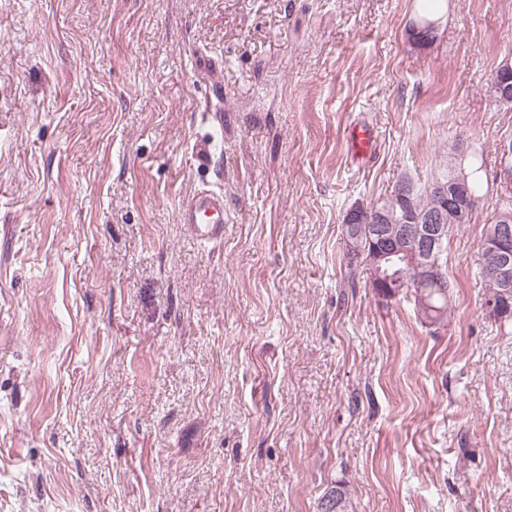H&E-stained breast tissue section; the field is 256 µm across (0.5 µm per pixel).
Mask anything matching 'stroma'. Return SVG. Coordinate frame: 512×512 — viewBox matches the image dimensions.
I'll use <instances>...</instances> for the list:
<instances>
[{"label": "stroma", "mask_w": 512, "mask_h": 512, "mask_svg": "<svg viewBox=\"0 0 512 512\" xmlns=\"http://www.w3.org/2000/svg\"><path fill=\"white\" fill-rule=\"evenodd\" d=\"M424 6L0 0V512H512V317L477 274L512 0H444L420 44ZM456 147L484 187L430 325L349 275L342 219ZM204 185L217 244L180 220ZM347 141L354 153L361 152L363 157H367L371 152L374 134L369 127L356 123L349 126Z\"/></svg>", "instance_id": "1"}]
</instances>
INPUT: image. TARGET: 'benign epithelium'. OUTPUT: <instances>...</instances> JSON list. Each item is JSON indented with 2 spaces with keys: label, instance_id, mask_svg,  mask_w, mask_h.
<instances>
[{
  "label": "benign epithelium",
  "instance_id": "obj_1",
  "mask_svg": "<svg viewBox=\"0 0 512 512\" xmlns=\"http://www.w3.org/2000/svg\"><path fill=\"white\" fill-rule=\"evenodd\" d=\"M495 96L501 102L512 100V80L500 74L493 81ZM504 158L498 181L506 191L512 190V149L503 148ZM440 200V207L429 213L421 224H394L388 208L375 202L369 206L358 204L345 214L342 224L344 244L356 249L360 227L366 226L374 237L369 256L358 255L355 260L372 267V287L386 297L399 295L408 288V273H413L418 288H446L442 276L443 258L447 251L448 212L457 214L460 222L470 217L475 198L465 178L455 176L449 181H438L432 186ZM484 263L496 282L498 290L492 294L486 307L498 314L512 313V212L497 213V224L485 234L482 241Z\"/></svg>",
  "mask_w": 512,
  "mask_h": 512
}]
</instances>
